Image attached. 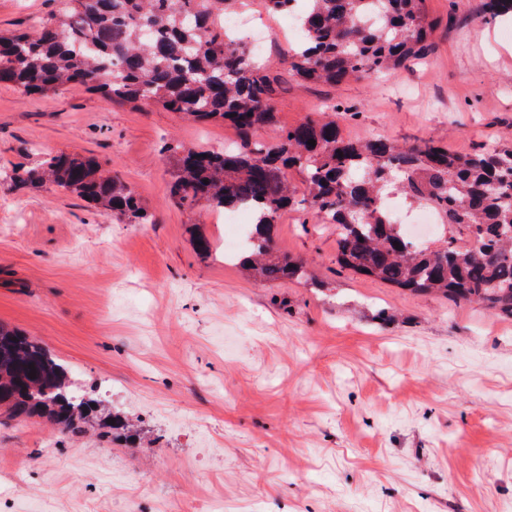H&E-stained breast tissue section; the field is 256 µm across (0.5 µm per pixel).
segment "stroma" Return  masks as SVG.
Segmentation results:
<instances>
[{
	"mask_svg": "<svg viewBox=\"0 0 512 512\" xmlns=\"http://www.w3.org/2000/svg\"><path fill=\"white\" fill-rule=\"evenodd\" d=\"M482 3L425 0L433 47L389 79H286L280 124L331 102L349 138L460 153L512 142V25L483 19ZM54 9L0 0V31ZM246 15L272 31L263 59L278 64L297 34L262 0ZM236 139L230 123L79 86L0 85V325L98 405L78 436L0 410V512H512V320L340 268L335 225L293 210L273 247L307 279L247 278L224 260L223 211L170 197L163 152ZM59 153L118 172L150 223L16 187L13 170ZM107 414L128 419L132 441L102 427Z\"/></svg>",
	"mask_w": 512,
	"mask_h": 512,
	"instance_id": "35a3bbf8",
	"label": "stroma"
}]
</instances>
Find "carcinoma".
I'll return each instance as SVG.
<instances>
[{
	"instance_id": "1",
	"label": "carcinoma",
	"mask_w": 512,
	"mask_h": 512,
	"mask_svg": "<svg viewBox=\"0 0 512 512\" xmlns=\"http://www.w3.org/2000/svg\"><path fill=\"white\" fill-rule=\"evenodd\" d=\"M301 41L281 65L308 83L391 75L423 59L435 25L425 0H304ZM248 0H58L29 31L0 35V85L25 95L65 84L113 103H153L201 123L229 122L238 141L220 151L170 144V194L205 200L225 213L252 214L239 267L265 282L302 279L301 262L272 250L275 224L291 208L338 229L342 268L418 294L476 303L512 319V145L458 153L432 139L400 145L343 136L322 117L277 126L279 74L247 55L224 31V14ZM483 11L512 21V0ZM275 129L267 141L258 137ZM315 140V145L308 144ZM303 177L294 197L288 172ZM208 183H203V180ZM19 186L49 183L130 223L150 219L116 172L91 159L57 154L23 173ZM390 194L433 210L440 233L413 244L385 206ZM398 245H393V242ZM36 370V377L29 376ZM93 399L75 396L66 367L35 340L0 328V406L14 418L48 415L79 433Z\"/></svg>"
}]
</instances>
